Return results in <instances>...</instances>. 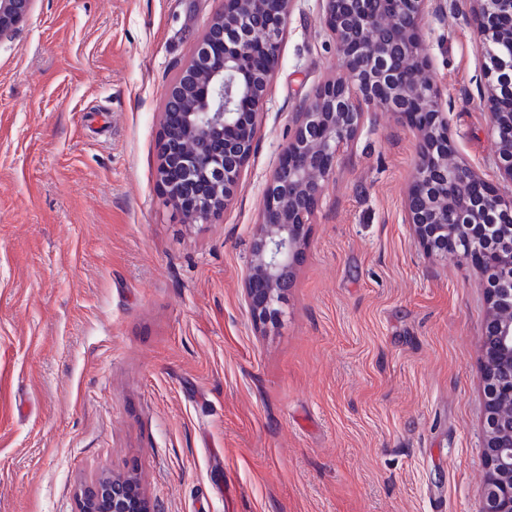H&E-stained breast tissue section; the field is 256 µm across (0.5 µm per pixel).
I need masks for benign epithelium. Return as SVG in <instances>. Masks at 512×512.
Returning <instances> with one entry per match:
<instances>
[{
    "label": "benign epithelium",
    "instance_id": "1",
    "mask_svg": "<svg viewBox=\"0 0 512 512\" xmlns=\"http://www.w3.org/2000/svg\"><path fill=\"white\" fill-rule=\"evenodd\" d=\"M343 76L318 87L296 113L266 188L243 271L244 301L260 333L276 325L294 268L340 148L357 134L364 99L406 117L422 136L406 221L430 254L436 236L485 278L489 316L481 336L485 501L512 512V195L488 190L467 166L448 164L447 113L426 73L419 38L427 0H322ZM478 46L512 40V0H467ZM34 0H0V39L24 22ZM292 0H224L170 85L159 142L167 202L190 224H212L238 187L256 138L255 116L279 63ZM216 45L224 54L213 53ZM489 130L496 164L512 183V54L487 55ZM205 84L204 91L198 83ZM124 478L96 482L82 512H142Z\"/></svg>",
    "mask_w": 512,
    "mask_h": 512
}]
</instances>
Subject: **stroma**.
Returning <instances> with one entry per match:
<instances>
[{
	"instance_id": "stroma-1",
	"label": "stroma",
	"mask_w": 512,
	"mask_h": 512,
	"mask_svg": "<svg viewBox=\"0 0 512 512\" xmlns=\"http://www.w3.org/2000/svg\"><path fill=\"white\" fill-rule=\"evenodd\" d=\"M221 0H35L0 39V512H81L101 477L149 512H481L473 264L415 241L417 132L365 109L280 322L242 271L293 112L341 77L321 0H293L255 152L212 224L158 183L163 101ZM421 37L454 159L495 165L470 12Z\"/></svg>"
}]
</instances>
